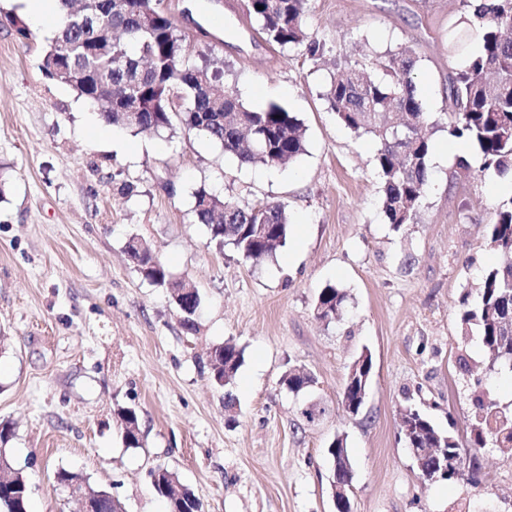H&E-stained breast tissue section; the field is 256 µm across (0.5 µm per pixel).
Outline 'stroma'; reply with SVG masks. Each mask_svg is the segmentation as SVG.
<instances>
[{
  "label": "stroma",
  "mask_w": 512,
  "mask_h": 512,
  "mask_svg": "<svg viewBox=\"0 0 512 512\" xmlns=\"http://www.w3.org/2000/svg\"><path fill=\"white\" fill-rule=\"evenodd\" d=\"M246 4L162 0L182 33L211 45L246 105L276 103L301 119L305 151L282 168L239 164L178 122L157 132L108 125L132 148L112 150L96 134L98 109L41 71L50 37L19 41L20 0H0V422L13 427L5 452L29 482V512H78L56 479L62 469L106 488L125 512H167L149 477L159 466L203 512H335L327 447L339 435L353 512H512L511 456L480 449L476 486L430 482L399 438L409 405L463 440L476 388L512 405V374L458 324L462 292L477 291L496 262L482 234L512 195L479 161L462 172L440 160L456 143L439 120L417 221L394 231L381 213L375 139L340 124L323 97L336 64L406 46L422 105L439 119L448 72L464 60L448 52L460 0H309L318 62L270 42ZM202 187L287 203L285 245L252 261L214 240L194 217ZM133 237L198 288L194 332L137 271ZM329 284L347 306L326 324L313 307ZM228 340L244 351L230 412L208 357ZM365 351L367 398L351 415L342 389ZM462 353L470 372L457 366ZM292 368L314 378L299 397L279 383ZM304 401L322 410L314 423L297 412ZM125 407L139 414L141 447L124 442Z\"/></svg>",
  "instance_id": "1"
}]
</instances>
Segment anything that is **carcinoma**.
<instances>
[{
	"mask_svg": "<svg viewBox=\"0 0 512 512\" xmlns=\"http://www.w3.org/2000/svg\"><path fill=\"white\" fill-rule=\"evenodd\" d=\"M59 30L45 50V75L72 87L85 100L97 99L100 115L112 124L136 131H158L180 117L188 131L224 148L240 164L271 167L293 163L305 151L300 119L271 104L255 111L224 82L219 66L195 67L187 63V37L178 33L171 18L161 13L158 0H96L94 14L86 16L73 0H60ZM308 0H249L248 11L269 40L283 47H303L312 61L323 57L319 40L308 32ZM262 9H257V6ZM450 48L475 37L480 50L459 69L448 72V134L470 143L480 168L500 176L512 174V0H461L457 19L448 26ZM417 59L402 47L376 63V74L358 61L336 68L324 94L337 120L354 134L372 135L379 143L374 168L382 184L381 209L395 231L416 221L429 181L430 137L423 129L438 121L425 112L416 93ZM141 113L138 122L128 112ZM197 223L206 225L212 238L231 245L246 260L271 256L286 243L290 232L283 202L242 204L205 188L195 192ZM485 245L498 256L487 269L476 298L465 292L460 301L462 334L477 336L486 356L512 372V198L497 206L496 221L486 231ZM128 254L145 279L167 288L173 305L186 304L181 326L196 330L201 305L197 288L169 277L164 264L142 240L127 243ZM346 292L334 285L321 289L314 303L318 319L330 324L346 305ZM243 363L242 350L231 342L213 348L210 378L226 389L224 407L235 406L227 388ZM313 377L288 370L280 383L298 393ZM360 381L345 380L342 405L358 414ZM475 422L469 446H491L512 454V409L484 394L474 399ZM402 416L415 420L410 437L400 436L406 447L460 450L456 438L443 433L421 410L407 406ZM124 442L142 446L139 416L133 409L119 413ZM328 455L339 461L341 480L352 479L346 438L337 436ZM0 512H29L28 481L0 452ZM157 494L169 512H203L202 503L180 486L177 475L162 467L150 472Z\"/></svg>",
	"mask_w": 512,
	"mask_h": 512,
	"instance_id": "1",
	"label": "carcinoma"
}]
</instances>
